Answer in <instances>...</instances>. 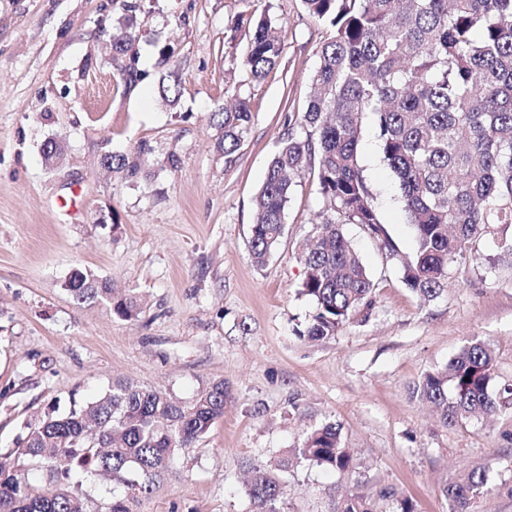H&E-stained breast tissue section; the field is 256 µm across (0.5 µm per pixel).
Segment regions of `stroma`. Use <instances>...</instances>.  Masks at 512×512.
Instances as JSON below:
<instances>
[{
  "mask_svg": "<svg viewBox=\"0 0 512 512\" xmlns=\"http://www.w3.org/2000/svg\"><path fill=\"white\" fill-rule=\"evenodd\" d=\"M132 46L140 77L112 60L115 0H0V458L46 414L65 415L114 382L182 402L215 380L224 416L135 505L136 512H253L245 481L274 468L312 430L335 425L352 455L341 473L293 460L280 479L281 512H336L352 492L379 499L392 487L416 512H452L445 493L474 469L487 483L470 512H512V409L444 424L413 389L463 346L491 345L498 385L512 384V267L497 263L512 226L453 263L448 285L422 302L380 241L344 225L371 274L370 306L336 336H297L315 311L298 293L303 242L317 231L314 178L295 187L284 234L266 264L248 241L253 200L290 121L308 103L318 51L332 31L302 0H137ZM267 14L287 33L278 66L252 80L250 33L228 41L238 14ZM176 73L166 103L160 80ZM233 95L254 116L233 163L211 114ZM54 141L58 155L42 146ZM154 150L135 176L102 165L109 152ZM178 166H170L169 155ZM361 164L388 233L415 246L393 174L366 125ZM143 299L135 322L65 284L75 269ZM33 491L46 464L17 457Z\"/></svg>",
  "mask_w": 512,
  "mask_h": 512,
  "instance_id": "obj_1",
  "label": "stroma"
}]
</instances>
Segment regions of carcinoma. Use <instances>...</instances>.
Returning <instances> with one entry per match:
<instances>
[{"instance_id": "cac0c4a2", "label": "carcinoma", "mask_w": 512, "mask_h": 512, "mask_svg": "<svg viewBox=\"0 0 512 512\" xmlns=\"http://www.w3.org/2000/svg\"><path fill=\"white\" fill-rule=\"evenodd\" d=\"M309 15L330 27L319 51L306 112L289 128L254 199L249 252L262 265L282 237L296 180L316 178L320 199L317 240L300 257L299 294L316 310L296 335L322 341L336 335L355 311L370 303L373 282L342 225L359 224L397 261L403 283L421 301L436 298L448 266L474 243L512 225V0H302ZM112 48L126 55L137 39V4L122 0ZM253 25L244 66L264 79L277 65L286 31L265 16L238 17L232 29ZM224 128L220 149L232 162L248 136V99L214 113ZM373 122L379 152L398 181L415 235L402 252L389 236L363 174L360 146ZM153 151L141 142L132 155L108 153L110 169L137 172V158ZM67 290L81 302L104 301L125 320L139 315L133 294L112 289L86 269L74 270ZM493 351L484 342L461 348L442 369L415 386V396L457 422L493 415L512 401V387L493 394ZM229 390L209 384L184 404L152 389L117 384L65 417L46 416L18 441V453L47 464L56 486L33 493L16 471L0 463V512H85L83 496L65 486L76 472L110 473L124 494L109 512H134L142 494L173 463L174 450L202 439L224 416ZM301 459L346 472L350 456L335 425L309 433ZM485 484L471 470L446 495L454 512H469ZM248 494L255 512H280L281 482L256 471ZM338 512H373L362 494Z\"/></svg>"}]
</instances>
